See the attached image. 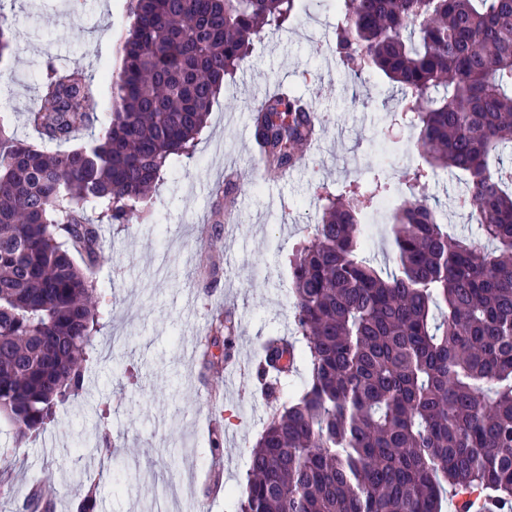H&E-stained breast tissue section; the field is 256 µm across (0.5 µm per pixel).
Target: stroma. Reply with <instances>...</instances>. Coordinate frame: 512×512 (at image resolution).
Returning a JSON list of instances; mask_svg holds the SVG:
<instances>
[{
	"mask_svg": "<svg viewBox=\"0 0 512 512\" xmlns=\"http://www.w3.org/2000/svg\"><path fill=\"white\" fill-rule=\"evenodd\" d=\"M126 11L127 0H85L79 8L71 0L6 5L15 40L0 63V113L21 138L37 139L25 117L46 61L101 78L117 72ZM335 23V0H306L288 30L255 42L217 97L192 156L176 161L160 184L151 223L135 217L104 225L95 277L105 319L86 363V391L59 403L54 421L22 448L0 417V512H22L37 491L49 512H76L89 489L108 512H149L171 487L177 493L166 512H187L193 501L205 512H238L265 405L250 380L226 391L224 336L213 320L234 309V353L255 363L263 337L291 326L288 258L318 218L314 185L336 189L380 168L398 183L401 201L409 195L401 173L419 162L407 125L391 116L397 85L332 66ZM282 81L297 86L319 113L321 148L304 149L302 166L272 185L241 140L250 106ZM226 159L240 186V240L233 245L209 222ZM465 192L456 171L440 173L427 189L449 233L475 238L474 215L457 205ZM106 440L117 446L112 456L79 452L81 444Z\"/></svg>",
	"mask_w": 512,
	"mask_h": 512,
	"instance_id": "1",
	"label": "stroma"
}]
</instances>
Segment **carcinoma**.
<instances>
[{"label":"carcinoma","mask_w":512,"mask_h":512,"mask_svg":"<svg viewBox=\"0 0 512 512\" xmlns=\"http://www.w3.org/2000/svg\"><path fill=\"white\" fill-rule=\"evenodd\" d=\"M302 0H130L109 121L79 68L46 64L27 125L0 119V414L26 442L79 395L100 330L102 224L150 217L153 188L192 153L224 84ZM337 66L400 87L421 162L391 214L397 271L363 255L361 218L392 187L379 170L336 191L289 257L290 335L257 375L270 409L239 512H443L492 490L512 512V0H336ZM267 173L302 160L321 120L297 89L250 108ZM468 176L484 242L448 234L428 181ZM308 373L283 401L298 364Z\"/></svg>","instance_id":"1"}]
</instances>
